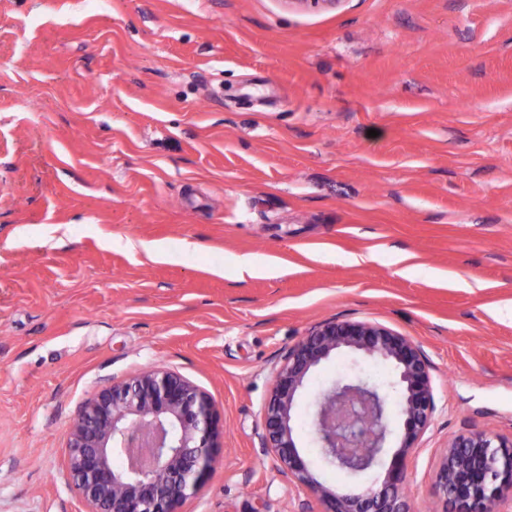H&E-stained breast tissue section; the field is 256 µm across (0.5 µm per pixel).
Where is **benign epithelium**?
<instances>
[{
    "label": "benign epithelium",
    "instance_id": "7a95c632",
    "mask_svg": "<svg viewBox=\"0 0 512 512\" xmlns=\"http://www.w3.org/2000/svg\"><path fill=\"white\" fill-rule=\"evenodd\" d=\"M285 2L331 10L344 0ZM343 351L388 364L395 376L389 388L398 399L389 402L388 391L358 375L334 383L311 419L322 460L357 478L381 466L392 415L404 427L380 485L349 493L321 482L295 439L300 390L317 366ZM434 410L427 361L409 337L370 321H324L288 347L264 407L262 447L278 473L309 490L326 512H410L406 461ZM223 433L208 393L175 371L146 369L82 404L68 429V469L89 512H179L213 471ZM436 485L452 512H497L512 496V437L480 430L454 436L440 458Z\"/></svg>",
    "mask_w": 512,
    "mask_h": 512
}]
</instances>
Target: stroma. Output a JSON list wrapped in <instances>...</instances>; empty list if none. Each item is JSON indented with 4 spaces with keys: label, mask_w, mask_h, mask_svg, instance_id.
I'll return each mask as SVG.
<instances>
[{
    "label": "stroma",
    "mask_w": 512,
    "mask_h": 512,
    "mask_svg": "<svg viewBox=\"0 0 512 512\" xmlns=\"http://www.w3.org/2000/svg\"><path fill=\"white\" fill-rule=\"evenodd\" d=\"M332 319L426 356L405 492L432 512L451 437L512 435V0H0V512H87L68 424L146 367L224 421L181 512H322L261 435L288 347ZM377 366L341 354L298 397L321 481L344 477L314 401Z\"/></svg>",
    "instance_id": "stroma-1"
}]
</instances>
